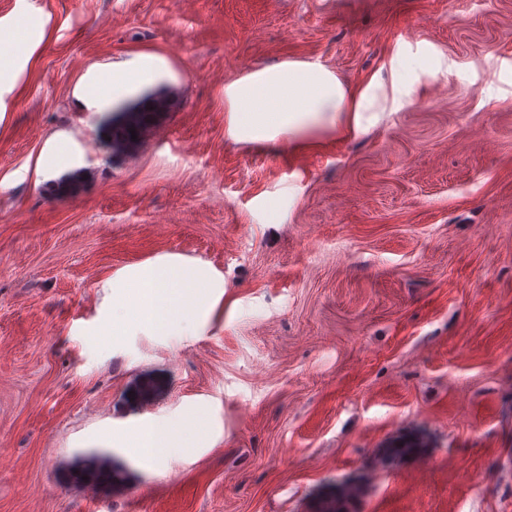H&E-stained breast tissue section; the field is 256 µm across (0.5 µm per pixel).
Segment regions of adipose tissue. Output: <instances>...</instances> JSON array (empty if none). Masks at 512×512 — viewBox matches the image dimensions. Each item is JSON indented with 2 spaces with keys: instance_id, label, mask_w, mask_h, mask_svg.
<instances>
[{
  "instance_id": "1",
  "label": "adipose tissue",
  "mask_w": 512,
  "mask_h": 512,
  "mask_svg": "<svg viewBox=\"0 0 512 512\" xmlns=\"http://www.w3.org/2000/svg\"><path fill=\"white\" fill-rule=\"evenodd\" d=\"M150 61H141L129 74L101 70L94 91H81L78 99L88 110L106 107L111 97L153 79ZM370 89H347L330 71L316 64L288 62L274 69L249 73L225 87L224 98L232 120V138L264 142L320 123L326 115L347 113L349 130H357L358 117ZM109 293L102 307L98 335L124 342L139 333L158 336H199L222 313L224 277L208 263L178 254H163L121 269L108 279ZM197 427L178 420L164 429L140 428L122 443L136 448L195 446Z\"/></svg>"
}]
</instances>
